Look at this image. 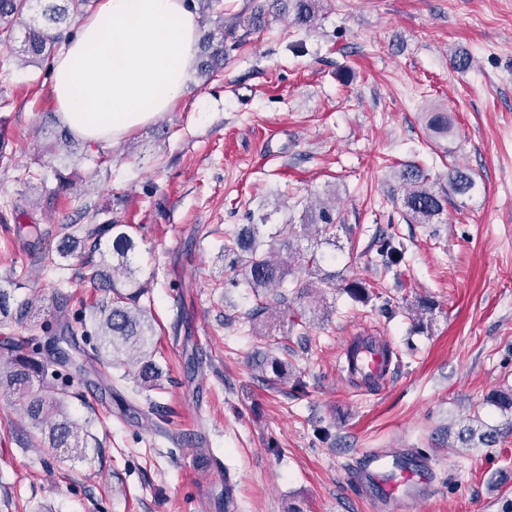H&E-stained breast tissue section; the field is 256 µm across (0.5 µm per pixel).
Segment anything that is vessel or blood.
Returning <instances> with one entry per match:
<instances>
[{
    "label": "vessel or blood",
    "instance_id": "obj_1",
    "mask_svg": "<svg viewBox=\"0 0 512 512\" xmlns=\"http://www.w3.org/2000/svg\"><path fill=\"white\" fill-rule=\"evenodd\" d=\"M393 364V357L384 348L363 352L358 358L341 354L339 365L342 373L350 378L386 379ZM366 487L380 490L390 505L411 504L429 495L433 490L431 469L422 463L411 462L407 454H372L367 468L361 475Z\"/></svg>",
    "mask_w": 512,
    "mask_h": 512
}]
</instances>
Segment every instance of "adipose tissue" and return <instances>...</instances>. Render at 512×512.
<instances>
[{
    "mask_svg": "<svg viewBox=\"0 0 512 512\" xmlns=\"http://www.w3.org/2000/svg\"><path fill=\"white\" fill-rule=\"evenodd\" d=\"M197 36L186 0H100L51 64L60 123L100 144L169 111L189 81Z\"/></svg>",
    "mask_w": 512,
    "mask_h": 512,
    "instance_id": "obj_1",
    "label": "adipose tissue"
}]
</instances>
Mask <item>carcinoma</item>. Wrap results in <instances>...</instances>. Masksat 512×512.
Returning a JSON list of instances; mask_svg holds the SVG:
<instances>
[{"mask_svg":"<svg viewBox=\"0 0 512 512\" xmlns=\"http://www.w3.org/2000/svg\"><path fill=\"white\" fill-rule=\"evenodd\" d=\"M91 0H0V45L26 62L41 63L55 52L62 39L72 34L71 26L83 17ZM191 8L202 15L210 28L204 35L208 52L199 61L204 76H213L224 69L230 52L249 35L262 30L268 23L265 6L250 7L224 16L222 0H188ZM282 3L288 12L291 25L306 33L316 29L324 0H273ZM402 189L403 219L408 224H436L447 209L448 197L464 196L474 188L471 174L458 166L448 168L447 174L429 177L416 164H405L397 172ZM338 212L336 201H318L303 208L301 224L282 225L279 232L260 238V225L243 224L233 235L224 238V258L232 261L236 278L229 285L250 289L255 304L248 311L251 324H274L278 314L291 310L300 303V318L291 320V326L300 327L299 339L309 341L311 320L306 313L316 312V307L305 303L310 287L307 282L296 283L295 288L285 289L292 272L291 259L299 268L312 276L318 272L320 262L316 252L303 253L294 247L295 228L306 236L315 231L322 235L336 229ZM65 249L61 254L77 250H100L102 239L110 240L109 251L102 258H112V275L98 266L86 263L79 275L83 282L95 285L103 296L94 303L68 313L60 311L59 317L42 323L30 321L35 314L34 302L27 300L10 306V293L0 288V329L14 325L25 326L28 334L13 337L6 352L0 354V392L14 395L27 392L33 382H38L37 392L25 407V415L33 428V438L42 448H76L87 439V425L70 418L63 406L72 394L75 382L86 373L85 362H90L102 374L112 367V362L138 367L136 389L151 392L164 387L162 369L154 361V318L141 305L147 288L137 282L131 267V256L137 241L130 224H63ZM377 252L382 265L390 268L402 260L403 251L391 238H379ZM325 287L340 288L358 303L370 298V285L359 279H328ZM81 334L94 339L91 353L80 362L72 354L61 360L57 351L66 347L74 350L70 337ZM287 351L277 354L273 350L263 355L258 364L264 385L275 389L294 379L303 387L301 372L285 357ZM500 430L491 428L481 433L466 427L458 434L464 448L473 441L484 446L497 442Z\"/></svg>","mask_w":512,"mask_h":512,"instance_id":"carcinoma-1","label":"carcinoma"}]
</instances>
